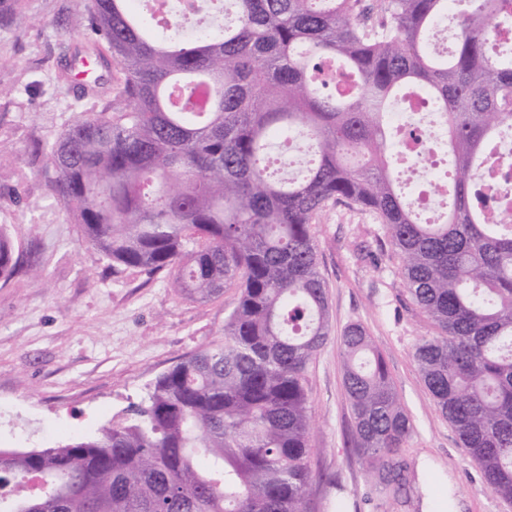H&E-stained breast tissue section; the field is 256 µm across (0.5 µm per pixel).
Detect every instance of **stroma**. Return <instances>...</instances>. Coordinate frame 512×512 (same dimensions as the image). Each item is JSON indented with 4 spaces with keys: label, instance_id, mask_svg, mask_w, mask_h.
Listing matches in <instances>:
<instances>
[{
    "label": "stroma",
    "instance_id": "stroma-1",
    "mask_svg": "<svg viewBox=\"0 0 512 512\" xmlns=\"http://www.w3.org/2000/svg\"><path fill=\"white\" fill-rule=\"evenodd\" d=\"M90 0H0V225L23 266L0 280V448H47L87 437L182 359L224 341L238 295L201 302L174 273L113 269L49 187L44 148L89 98L59 79L57 32ZM332 333L307 373L312 416L307 512H421L423 484L451 492L459 512H512L435 406L414 362L435 335L399 275L401 260L371 214L331 203L315 219ZM363 325L382 353L413 432L399 455L410 490L381 491L357 446L340 338Z\"/></svg>",
    "mask_w": 512,
    "mask_h": 512
}]
</instances>
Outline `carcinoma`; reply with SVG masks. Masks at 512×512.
Here are the masks:
<instances>
[{"label": "carcinoma", "instance_id": "obj_1", "mask_svg": "<svg viewBox=\"0 0 512 512\" xmlns=\"http://www.w3.org/2000/svg\"><path fill=\"white\" fill-rule=\"evenodd\" d=\"M136 0H91L78 34L118 72L114 96L45 151L50 189L112 266L176 272L208 301L239 289L224 344L161 374L100 434L0 454V512H305L313 480L306 374L331 331L315 216L330 202L371 213L438 335L413 356L486 487L512 503V223L492 222L481 165L512 140V0H231L232 22L154 36ZM213 0H171L203 19ZM454 24V47L435 40ZM348 79L352 91L337 87ZM427 94L447 130L429 220L391 159L390 108ZM303 136L301 178L271 167L275 136ZM20 263L0 225V278ZM344 387L367 470L399 495L395 455L413 431L371 336L341 340Z\"/></svg>", "mask_w": 512, "mask_h": 512}]
</instances>
